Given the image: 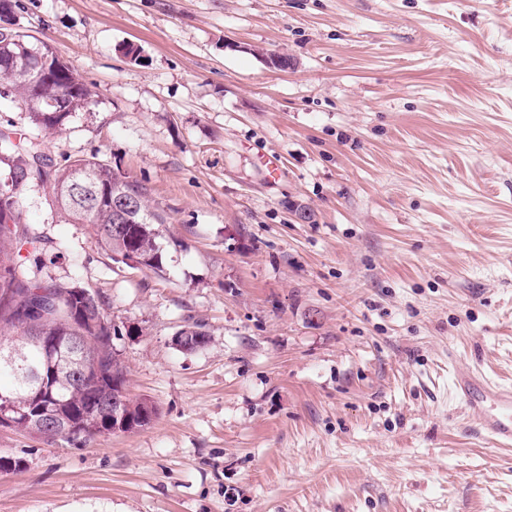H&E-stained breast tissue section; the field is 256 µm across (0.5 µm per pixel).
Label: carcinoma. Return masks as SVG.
<instances>
[{
  "label": "carcinoma",
  "mask_w": 512,
  "mask_h": 512,
  "mask_svg": "<svg viewBox=\"0 0 512 512\" xmlns=\"http://www.w3.org/2000/svg\"><path fill=\"white\" fill-rule=\"evenodd\" d=\"M46 44L29 39L21 43L0 41V86L12 89L23 102L33 124L53 133L77 112H88L98 95L79 76L74 65L61 61L50 82L35 79V64ZM68 100L67 111L50 112L46 102ZM42 155L41 143L13 146L0 132V169L15 170L26 182L50 184L55 206L71 224H86L95 243L118 261L130 256L141 266L160 269L157 225L164 217L149 209V189L130 173L113 167L97 155L81 157L64 167L44 157V176L28 177L33 155ZM80 180L83 191L73 187ZM133 187L140 189L139 212L112 209V197ZM21 220L16 193L0 188V416L9 412L5 426L32 436L46 427L56 428L59 439L80 444L96 436L112 435V398L125 387L126 370L114 339L119 328L108 318L102 299L77 284L49 283L59 310L21 316L20 301L36 295L43 281L19 277L16 248L21 238L10 224ZM158 414L149 399L127 398L122 416L124 432L150 424Z\"/></svg>",
  "instance_id": "obj_1"
}]
</instances>
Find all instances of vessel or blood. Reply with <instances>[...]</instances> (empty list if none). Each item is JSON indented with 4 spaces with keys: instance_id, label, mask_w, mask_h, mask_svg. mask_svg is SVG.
<instances>
[{
    "instance_id": "1",
    "label": "vessel or blood",
    "mask_w": 512,
    "mask_h": 512,
    "mask_svg": "<svg viewBox=\"0 0 512 512\" xmlns=\"http://www.w3.org/2000/svg\"><path fill=\"white\" fill-rule=\"evenodd\" d=\"M455 393L475 428L500 446H512V386L460 368L454 373Z\"/></svg>"
}]
</instances>
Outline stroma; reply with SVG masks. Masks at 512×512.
<instances>
[{
    "label": "stroma",
    "mask_w": 512,
    "mask_h": 512,
    "mask_svg": "<svg viewBox=\"0 0 512 512\" xmlns=\"http://www.w3.org/2000/svg\"><path fill=\"white\" fill-rule=\"evenodd\" d=\"M10 22L98 102L48 135L0 94V131L121 167L166 222L161 269H134L21 190V263L99 294L159 415L79 448L0 428L26 460L0 512H512V451L452 383H512V0H13Z\"/></svg>",
    "instance_id": "stroma-1"
}]
</instances>
